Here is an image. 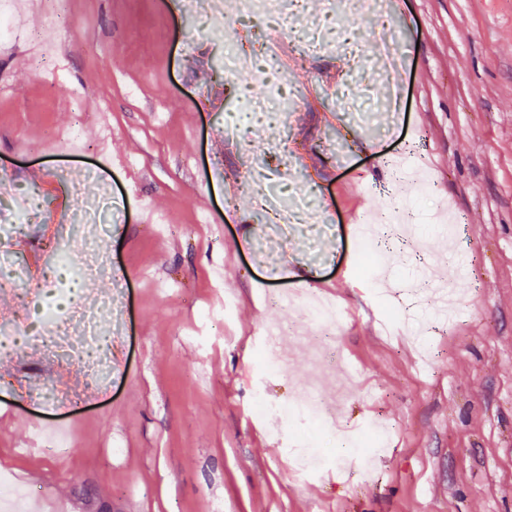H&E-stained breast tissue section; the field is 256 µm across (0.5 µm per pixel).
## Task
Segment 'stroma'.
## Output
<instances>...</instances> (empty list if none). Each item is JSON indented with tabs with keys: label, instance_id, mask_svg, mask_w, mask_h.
<instances>
[{
	"label": "stroma",
	"instance_id": "obj_1",
	"mask_svg": "<svg viewBox=\"0 0 512 512\" xmlns=\"http://www.w3.org/2000/svg\"><path fill=\"white\" fill-rule=\"evenodd\" d=\"M182 3L61 0L54 16L25 0L22 39L0 47V195L37 188L81 224L95 199L112 233L94 291L120 319L107 391L66 409L27 400L21 381L75 367L46 368L25 343L0 374V471L27 487L26 512H512V0H377L325 19L352 31L354 54L224 83L225 43L254 54L263 16L190 45ZM42 34L60 46L48 60L30 42ZM382 46L402 70H380ZM285 87L299 105L280 152L259 134L226 143L247 94ZM340 93L361 117L337 111ZM257 158L294 162L291 192L317 195L326 233L260 248V209L230 194ZM393 205L434 266L426 281L401 261L379 270L417 295L397 327L353 242ZM284 290L336 302L335 360L315 356L300 303L267 302ZM288 325L267 370L263 332ZM313 382L342 433L386 429L368 461L308 419L253 410ZM41 424L66 425V448L43 447ZM303 448L327 462L301 476Z\"/></svg>",
	"mask_w": 512,
	"mask_h": 512
}]
</instances>
